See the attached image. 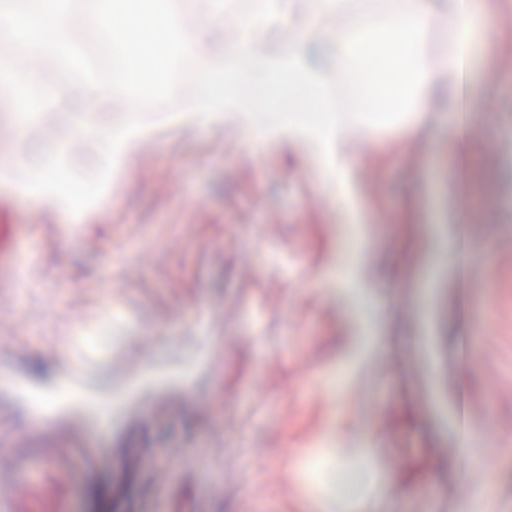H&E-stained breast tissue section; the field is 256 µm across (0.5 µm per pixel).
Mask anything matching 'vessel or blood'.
I'll use <instances>...</instances> for the list:
<instances>
[{
  "mask_svg": "<svg viewBox=\"0 0 512 512\" xmlns=\"http://www.w3.org/2000/svg\"><path fill=\"white\" fill-rule=\"evenodd\" d=\"M68 345L79 356L72 368L84 377L111 370L108 337L92 339L81 333L69 337ZM88 473L84 454L72 448H27L1 457L0 512H14L21 503L31 504L34 512H67L56 489L80 483Z\"/></svg>",
  "mask_w": 512,
  "mask_h": 512,
  "instance_id": "b4317fda",
  "label": "vessel or blood"
}]
</instances>
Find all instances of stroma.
I'll list each match as a JSON object with an SVG mask.
<instances>
[{
	"label": "stroma",
	"mask_w": 512,
	"mask_h": 512,
	"mask_svg": "<svg viewBox=\"0 0 512 512\" xmlns=\"http://www.w3.org/2000/svg\"><path fill=\"white\" fill-rule=\"evenodd\" d=\"M493 59L462 163L445 103L371 124L327 192L333 140L158 108L81 213L0 189V456L103 449V498L77 484L69 512H512V327L489 286L512 227V37ZM20 122L0 94V158L56 151ZM80 325L112 339L92 380L65 350ZM458 386L473 466L496 444L477 486L442 455Z\"/></svg>",
	"instance_id": "35a3bbf8"
}]
</instances>
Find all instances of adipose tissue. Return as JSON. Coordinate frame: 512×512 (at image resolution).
Returning a JSON list of instances; mask_svg holds the SVG:
<instances>
[{
	"label": "adipose tissue",
	"instance_id": "1",
	"mask_svg": "<svg viewBox=\"0 0 512 512\" xmlns=\"http://www.w3.org/2000/svg\"><path fill=\"white\" fill-rule=\"evenodd\" d=\"M372 0H253L233 38L223 48L199 42L173 45V52L196 57L193 85L196 94L177 104V111L216 117L224 111L250 114L266 109L272 83L288 81V105L276 114L277 123L297 126L302 120L323 123L336 133L351 126L352 112L436 111L441 96H448L455 112L468 117L457 134L469 144L468 128L474 127L476 72L487 82L495 73L486 61L503 25V0H405L401 11L381 18L378 31H352L342 37V50L329 56L319 37L332 16L371 14ZM287 20L294 36L287 49L267 55L261 43L280 20ZM438 20L447 50L430 55L418 44L431 20ZM380 68L391 81L382 93L369 78ZM355 76L359 100L344 107L327 95L332 81Z\"/></svg>",
	"mask_w": 512,
	"mask_h": 512
}]
</instances>
